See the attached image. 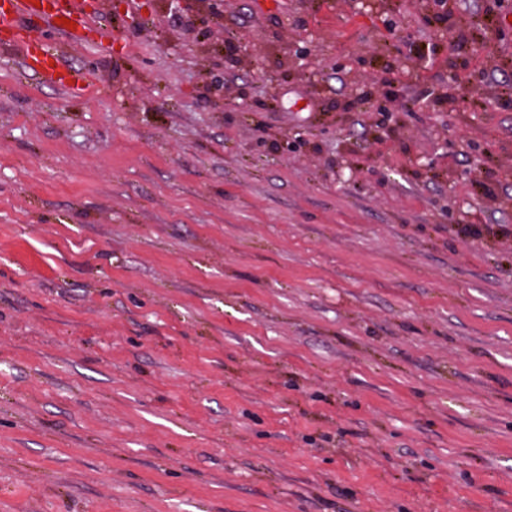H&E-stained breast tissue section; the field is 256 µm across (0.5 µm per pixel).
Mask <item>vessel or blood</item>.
<instances>
[{
  "mask_svg": "<svg viewBox=\"0 0 512 512\" xmlns=\"http://www.w3.org/2000/svg\"><path fill=\"white\" fill-rule=\"evenodd\" d=\"M36 19L59 35H71L73 28L86 24L79 0H0V30L11 34L10 45L19 51L28 72L67 92L84 89L87 78L62 65L59 47L32 34L31 23Z\"/></svg>",
  "mask_w": 512,
  "mask_h": 512,
  "instance_id": "vessel-or-blood-1",
  "label": "vessel or blood"
}]
</instances>
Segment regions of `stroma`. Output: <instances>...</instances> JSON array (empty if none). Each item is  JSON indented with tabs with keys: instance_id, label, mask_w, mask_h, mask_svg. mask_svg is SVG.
Segmentation results:
<instances>
[{
	"instance_id": "stroma-1",
	"label": "stroma",
	"mask_w": 512,
	"mask_h": 512,
	"mask_svg": "<svg viewBox=\"0 0 512 512\" xmlns=\"http://www.w3.org/2000/svg\"><path fill=\"white\" fill-rule=\"evenodd\" d=\"M495 2L84 0L83 96L0 51V512H512Z\"/></svg>"
}]
</instances>
